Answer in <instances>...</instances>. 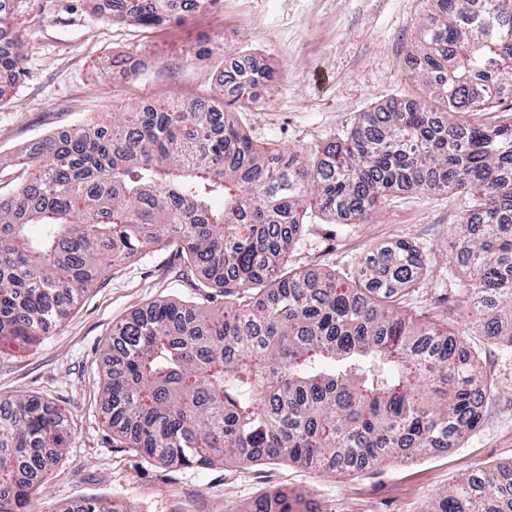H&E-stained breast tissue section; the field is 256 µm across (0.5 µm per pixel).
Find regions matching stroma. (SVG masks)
Returning <instances> with one entry per match:
<instances>
[{
    "label": "stroma",
    "mask_w": 512,
    "mask_h": 512,
    "mask_svg": "<svg viewBox=\"0 0 512 512\" xmlns=\"http://www.w3.org/2000/svg\"><path fill=\"white\" fill-rule=\"evenodd\" d=\"M432 14L431 0H206L190 16L146 26L113 21L87 0H11L6 23L24 62L0 100V192L12 190L31 144L139 106L209 97L235 63L257 62L274 75L238 116L261 148L309 156L376 106L434 105L411 56ZM144 55L151 62L135 76L115 74L125 59ZM463 214L460 194L399 190L363 222L314 213L288 255L289 268L343 279L380 247L419 248L424 275L399 293V306L415 321L451 328L494 388L480 426L456 447L352 474L285 460L166 465L120 447L101 405L113 327L156 302H209L177 245L163 242L108 267L29 350L0 354V400L22 395L67 415V449L47 474L40 512L91 499L134 512H249L279 493L325 512H429L462 475L512 462V343L484 335L457 290L464 272L448 258Z\"/></svg>",
    "instance_id": "obj_1"
}]
</instances>
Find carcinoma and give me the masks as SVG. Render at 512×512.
I'll return each mask as SVG.
<instances>
[{
  "instance_id": "cac0c4a2",
  "label": "carcinoma",
  "mask_w": 512,
  "mask_h": 512,
  "mask_svg": "<svg viewBox=\"0 0 512 512\" xmlns=\"http://www.w3.org/2000/svg\"><path fill=\"white\" fill-rule=\"evenodd\" d=\"M160 25L171 0H122ZM413 55L442 104L392 103L309 159L263 150L220 105L153 104L27 155L0 196V350L23 351L109 265L162 241L202 272L218 308L159 303L125 319L104 352L102 408L127 448L180 466L285 458L362 471L389 456L452 448L493 395L455 335L403 316L400 289L424 260L401 241L340 280L287 268L309 201L368 218L396 189L467 195L452 249L457 284L486 336L512 313V114L477 119L512 88V0H434ZM21 73L0 55V99ZM271 81L253 70L248 112ZM0 410V512H38L42 477L66 448L62 415L33 399ZM59 512H116L84 501ZM254 512H296L288 495ZM430 512H512V466L474 472Z\"/></svg>"
}]
</instances>
